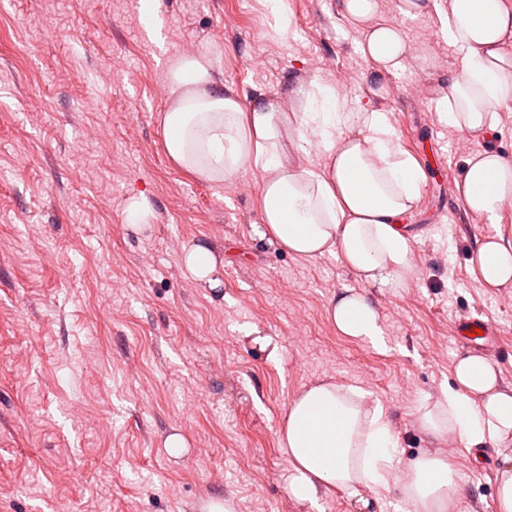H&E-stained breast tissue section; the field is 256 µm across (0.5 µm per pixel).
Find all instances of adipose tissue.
I'll list each match as a JSON object with an SVG mask.
<instances>
[{
  "label": "adipose tissue",
  "instance_id": "adipose-tissue-1",
  "mask_svg": "<svg viewBox=\"0 0 512 512\" xmlns=\"http://www.w3.org/2000/svg\"><path fill=\"white\" fill-rule=\"evenodd\" d=\"M340 10L363 31L359 50L377 73L403 68L411 48L399 27L376 22L378 0H340ZM441 21L458 63L438 107L449 125L490 135L512 102V0H451ZM213 71L205 54L172 63L161 117L171 161L205 183L262 170L261 239L307 259L340 258L362 281L398 287L409 257L399 227L425 175L387 113L320 79L294 84V110L275 94L246 107L217 88ZM293 147L314 151L322 165L295 163ZM456 188L471 212L498 223L512 205V162L487 146L467 160ZM471 264L487 287L512 285V246L500 238H485ZM327 313L341 335L382 345L379 312L364 293L345 289ZM417 420L433 439L452 434L468 450L498 444L512 438V389L485 357L469 355L439 398L420 402ZM278 438L291 470L288 492L311 512L331 489L389 488L399 462L400 436L380 401L333 380L295 394ZM398 491L416 512H458L462 499L452 461L437 453L410 461Z\"/></svg>",
  "mask_w": 512,
  "mask_h": 512
}]
</instances>
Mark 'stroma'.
Segmentation results:
<instances>
[{
  "mask_svg": "<svg viewBox=\"0 0 512 512\" xmlns=\"http://www.w3.org/2000/svg\"><path fill=\"white\" fill-rule=\"evenodd\" d=\"M144 2L0 0V512H203L214 498L228 512H309L288 493L278 430L294 393L328 379L380 401L401 462L444 452L415 409L476 351L453 333L460 318L490 324L488 359L512 386V286L486 287L470 263L486 236L512 244V206L488 224L456 193L486 139L437 109L457 58L438 15L448 0L412 21L380 0L378 21L412 48L384 76L340 0H288L278 41L268 0ZM189 47L215 57L218 85L247 106L317 76H349L364 97L384 84L377 105L426 178L399 287L260 244L262 171L209 185L169 160L167 65ZM140 194L151 213L136 232L124 210ZM198 244L217 288L182 265ZM346 288L375 302L383 346L329 322ZM452 450L459 512H496L512 440ZM365 497L330 491L324 512H413L394 490Z\"/></svg>",
  "mask_w": 512,
  "mask_h": 512,
  "instance_id": "1",
  "label": "stroma"
}]
</instances>
